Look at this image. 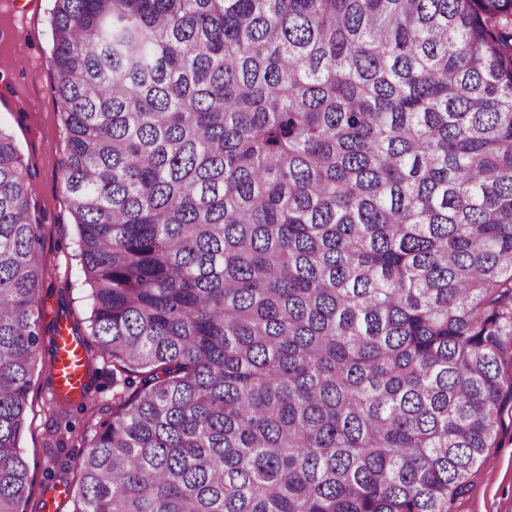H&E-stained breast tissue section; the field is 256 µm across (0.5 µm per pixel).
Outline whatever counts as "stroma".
Masks as SVG:
<instances>
[{
    "label": "stroma",
    "mask_w": 512,
    "mask_h": 512,
    "mask_svg": "<svg viewBox=\"0 0 512 512\" xmlns=\"http://www.w3.org/2000/svg\"><path fill=\"white\" fill-rule=\"evenodd\" d=\"M54 0H0V127L9 132L34 176L44 272L39 290L41 347L28 393L20 446L32 480L27 512H71L62 488L75 485L80 457L100 425L112 417V362L98 359L91 395L94 418L79 411L50 412L54 383L49 339L56 322L89 331L90 287L77 258V229L62 185L60 163L67 144L50 65ZM450 512H512V414L501 441L476 466Z\"/></svg>",
    "instance_id": "35a3bbf8"
}]
</instances>
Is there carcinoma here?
I'll list each match as a JSON object with an SVG mask.
<instances>
[{
    "label": "carcinoma",
    "mask_w": 512,
    "mask_h": 512,
    "mask_svg": "<svg viewBox=\"0 0 512 512\" xmlns=\"http://www.w3.org/2000/svg\"><path fill=\"white\" fill-rule=\"evenodd\" d=\"M51 30L84 372L125 373L71 512H449L512 409V0H55ZM35 197L0 128V512Z\"/></svg>",
    "instance_id": "obj_1"
}]
</instances>
